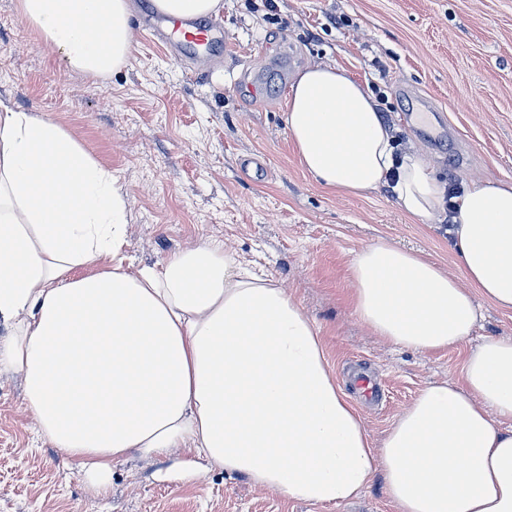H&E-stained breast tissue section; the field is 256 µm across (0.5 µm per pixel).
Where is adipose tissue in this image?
Returning a JSON list of instances; mask_svg holds the SVG:
<instances>
[{
    "label": "adipose tissue",
    "mask_w": 512,
    "mask_h": 512,
    "mask_svg": "<svg viewBox=\"0 0 512 512\" xmlns=\"http://www.w3.org/2000/svg\"><path fill=\"white\" fill-rule=\"evenodd\" d=\"M18 11L74 71L108 74L131 52V0ZM284 117L322 187L387 185L407 217L443 214L445 183L398 152L343 68L299 71ZM452 221L462 277L386 241L351 260L349 307L385 344L465 351L460 378L423 388L377 443L286 289L216 240L129 270L119 182L62 126L0 99V374H20L38 434L99 494L114 463L177 456L312 504L350 503L379 475L396 512H512V337L472 338L478 300L512 311V182H473Z\"/></svg>",
    "instance_id": "adipose-tissue-1"
}]
</instances>
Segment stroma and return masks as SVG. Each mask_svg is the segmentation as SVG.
I'll use <instances>...</instances> for the list:
<instances>
[{
  "instance_id": "obj_1",
  "label": "stroma",
  "mask_w": 512,
  "mask_h": 512,
  "mask_svg": "<svg viewBox=\"0 0 512 512\" xmlns=\"http://www.w3.org/2000/svg\"><path fill=\"white\" fill-rule=\"evenodd\" d=\"M222 40L180 59L135 37L100 78L68 69L0 0V96L72 132L126 195V263L162 264L219 240L286 288L316 321L373 440L426 385L458 376V349L386 345L351 313L349 264L386 240L460 267L447 222L421 224L389 188L343 196L303 172L283 122L295 74L333 63L375 97L449 188L512 180V0H223ZM177 460L114 465L96 494L76 461L40 437L19 374L0 376V512H394L382 480L357 501L312 505Z\"/></svg>"
}]
</instances>
